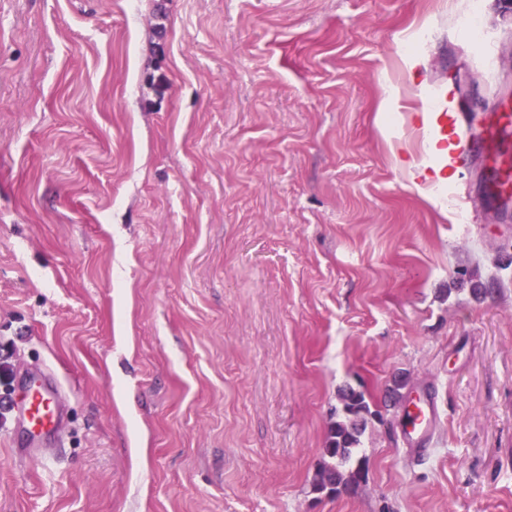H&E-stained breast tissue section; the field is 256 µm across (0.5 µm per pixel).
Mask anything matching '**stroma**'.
<instances>
[{
    "instance_id": "1",
    "label": "stroma",
    "mask_w": 512,
    "mask_h": 512,
    "mask_svg": "<svg viewBox=\"0 0 512 512\" xmlns=\"http://www.w3.org/2000/svg\"><path fill=\"white\" fill-rule=\"evenodd\" d=\"M436 86L512 107L503 0H0V512H512V203L414 169ZM27 432L33 442L57 433L61 399L56 385L49 379L31 383L24 394ZM338 399L340 410L328 430L323 448V454L329 460L319 468L312 485L313 492L329 497L353 493L365 480V461L355 458L368 420L378 415L372 411L363 390L345 388ZM328 485L333 488L328 489ZM436 420L437 412L434 406L426 401L422 405L413 402L404 410L403 421L406 434L414 442H424Z\"/></svg>"
}]
</instances>
